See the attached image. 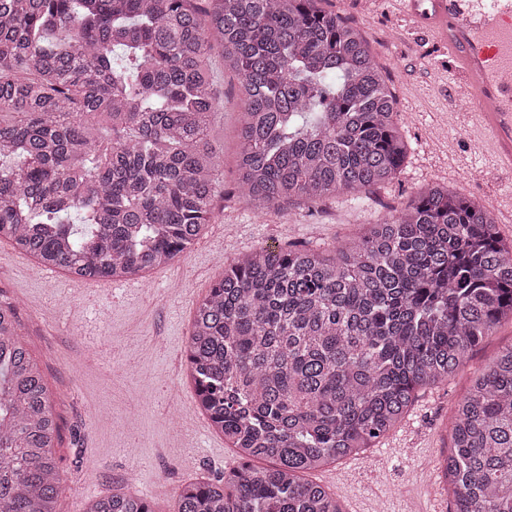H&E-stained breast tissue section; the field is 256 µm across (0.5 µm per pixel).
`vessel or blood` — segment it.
I'll use <instances>...</instances> for the list:
<instances>
[{
  "label": "vessel or blood",
  "instance_id": "obj_1",
  "mask_svg": "<svg viewBox=\"0 0 512 512\" xmlns=\"http://www.w3.org/2000/svg\"><path fill=\"white\" fill-rule=\"evenodd\" d=\"M401 9L447 46L456 84L482 104L477 125L512 171V0H401Z\"/></svg>",
  "mask_w": 512,
  "mask_h": 512
}]
</instances>
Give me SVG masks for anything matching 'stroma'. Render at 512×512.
Segmentation results:
<instances>
[{"label":"stroma","instance_id":"35a3bbf8","mask_svg":"<svg viewBox=\"0 0 512 512\" xmlns=\"http://www.w3.org/2000/svg\"><path fill=\"white\" fill-rule=\"evenodd\" d=\"M356 27L397 101L408 157L394 181L274 212L238 194L218 200L215 218L181 257L132 283L90 281L75 292L62 270L33 265L0 242V292L17 304L27 348L54 396L55 448L68 490L56 512L121 491L175 512L180 490L223 478L241 465L196 407L182 377L198 301L227 260L266 246L302 242L320 250L354 240L366 224L403 209L426 185L441 183L485 210L512 193L478 128L449 110L454 80L448 50L401 12L398 0H319ZM220 105L208 137L232 185L242 102L220 53L212 55ZM512 345V322L499 323L447 381L418 390L405 417L373 447L306 473L344 512H448L452 489L441 462L451 443L454 408L473 376Z\"/></svg>","mask_w":512,"mask_h":512}]
</instances>
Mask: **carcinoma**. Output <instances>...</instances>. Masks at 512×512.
Here are the masks:
<instances>
[{
    "instance_id": "1",
    "label": "carcinoma",
    "mask_w": 512,
    "mask_h": 512,
    "mask_svg": "<svg viewBox=\"0 0 512 512\" xmlns=\"http://www.w3.org/2000/svg\"><path fill=\"white\" fill-rule=\"evenodd\" d=\"M317 2L0 0V239L99 279L192 246L223 186L216 45L242 95L238 194L282 210L395 179L396 99L359 32ZM509 317L512 243L443 185L328 254L235 258L196 308L185 378L244 463L182 488L177 512H343L301 474L371 447ZM451 433L452 512H512V345L472 379ZM57 434L0 293V512H55ZM83 512L153 510L116 492Z\"/></svg>"
}]
</instances>
